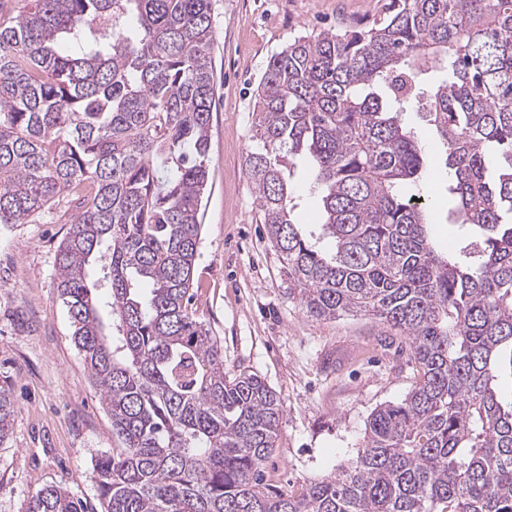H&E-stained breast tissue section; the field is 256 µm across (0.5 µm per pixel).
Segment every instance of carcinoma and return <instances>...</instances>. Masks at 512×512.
<instances>
[{
  "mask_svg": "<svg viewBox=\"0 0 512 512\" xmlns=\"http://www.w3.org/2000/svg\"><path fill=\"white\" fill-rule=\"evenodd\" d=\"M212 0H0V226L72 196L57 296L123 447L97 459L101 512H512V0H392L365 30L288 42L255 92L245 157L306 312L368 315L419 379L376 407L356 458L296 494L264 482L282 413L188 312L216 98ZM72 45L69 52L59 43ZM429 95L453 223L437 253L423 148ZM310 161L320 233L288 176ZM16 410L0 384V443ZM25 512H89L60 486Z\"/></svg>",
  "mask_w": 512,
  "mask_h": 512,
  "instance_id": "cac0c4a2",
  "label": "carcinoma"
}]
</instances>
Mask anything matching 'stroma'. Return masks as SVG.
<instances>
[{
	"label": "stroma",
	"mask_w": 512,
	"mask_h": 512,
	"mask_svg": "<svg viewBox=\"0 0 512 512\" xmlns=\"http://www.w3.org/2000/svg\"><path fill=\"white\" fill-rule=\"evenodd\" d=\"M388 2L212 0L220 100L210 120L189 309L220 339L225 372L256 374L275 391L282 424L263 470L268 483L297 493L356 456L371 412L403 399L417 372L407 340L370 316L320 319L289 297L244 170L253 91L288 41L341 25L366 27ZM404 121L425 150L437 249L456 250L461 238L450 223L444 151L424 111ZM70 215L62 199L36 222L0 228V382L10 385L17 409L0 444V512H22L28 495L48 485L73 491L95 510L93 466L120 446L57 298L56 256Z\"/></svg>",
	"instance_id": "1"
}]
</instances>
